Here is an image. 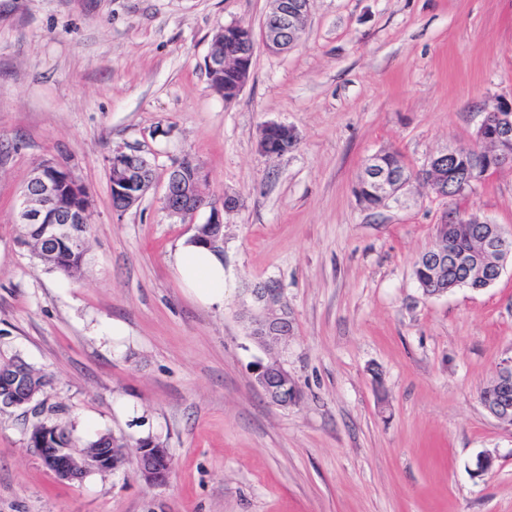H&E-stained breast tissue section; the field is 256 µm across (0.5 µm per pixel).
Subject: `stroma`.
Masks as SVG:
<instances>
[{
  "label": "stroma",
  "instance_id": "35a3bbf8",
  "mask_svg": "<svg viewBox=\"0 0 512 512\" xmlns=\"http://www.w3.org/2000/svg\"><path fill=\"white\" fill-rule=\"evenodd\" d=\"M273 0H0V360L47 374L42 400L77 443L154 437L173 472L135 463L59 482L27 445L34 418L0 408V512H512V425L481 392L512 360V265L490 287L426 296L419 256L446 217L475 213L512 236V167L473 193L411 180L376 209L354 188L368 157L411 170L473 143L512 102V0H310L298 44L257 48L234 100L209 85L215 34L260 29ZM288 153L264 154L266 123ZM155 184L112 208L115 150ZM207 174L224 214L223 306L173 271L182 223L163 208L175 159ZM67 164L91 197L84 273L23 245L20 196ZM275 284L293 332L273 351L250 334L254 288ZM123 326L109 336L112 322ZM279 361L301 398L256 387ZM494 468L474 472L477 456ZM277 135L280 137V145L283 147L282 150L278 151V146L272 144V139ZM292 135L291 146H286L283 140L288 142V137ZM295 139L291 129L281 123L271 122L266 124L261 131L259 146L262 152L269 155H281L287 152L294 145ZM289 378L288 370L278 361L268 364H259L255 372V383L264 396L273 404L284 407L295 404L298 398L296 390L292 395H284L270 386L272 380H286Z\"/></svg>",
  "mask_w": 512,
  "mask_h": 512
}]
</instances>
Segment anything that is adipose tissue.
<instances>
[{
	"instance_id": "adipose-tissue-1",
	"label": "adipose tissue",
	"mask_w": 512,
	"mask_h": 512,
	"mask_svg": "<svg viewBox=\"0 0 512 512\" xmlns=\"http://www.w3.org/2000/svg\"><path fill=\"white\" fill-rule=\"evenodd\" d=\"M173 265L182 288L205 306L224 303V259L209 248L181 241Z\"/></svg>"
}]
</instances>
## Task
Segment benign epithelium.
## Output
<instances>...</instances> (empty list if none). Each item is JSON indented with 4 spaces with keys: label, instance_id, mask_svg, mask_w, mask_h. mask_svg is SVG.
I'll return each mask as SVG.
<instances>
[{
    "label": "benign epithelium",
    "instance_id": "7a95c632",
    "mask_svg": "<svg viewBox=\"0 0 512 512\" xmlns=\"http://www.w3.org/2000/svg\"><path fill=\"white\" fill-rule=\"evenodd\" d=\"M309 0H276V6L265 17L260 39L264 48L273 54H281L290 49L296 40L298 32L304 28ZM224 40L238 44L241 41L255 43V35L251 28L234 23L224 26L221 30ZM254 49L236 51L224 57L207 54L205 62L211 72L224 69L234 72L237 81L235 87L227 91L225 99L236 98L246 86L253 62ZM280 140H288L292 135L291 129L281 123L266 124L261 131L259 146L262 152L269 155H281L289 150L288 146L278 149L272 144L274 136ZM476 140L489 145L494 142L500 146L497 151L488 150L486 157L480 161L465 164V170L455 180L443 182L438 179L435 169L447 161H459L463 156V147L455 146L433 156L420 173V178L426 182L436 196L453 198L472 192L485 176L504 166L512 165V151L506 145L512 142V106H497L487 113L481 123ZM380 154L370 156L364 164L360 180L369 183L373 191L384 200L393 197L398 188L404 186L402 179L394 172L388 171L379 163ZM149 163L138 164L133 160V154L117 151L109 159L110 182L112 197L125 203L135 205L146 194L148 188L136 192L144 181V170ZM58 164L48 161L39 168V176L33 193H25L19 205L18 218L21 224H36L40 226L46 239L53 237V230L63 224L70 228L82 222L84 212L68 207L64 200L63 189L55 174ZM207 179V174L200 166L195 168L193 179L179 184L180 202H171V187L165 186L163 201L167 212L183 220L194 218L199 212L206 210V235L204 238L211 246H221L224 243V211L234 207V200L224 198L217 203L207 198L201 191V185ZM471 223L477 225V234L483 248L494 254L495 259L474 268L475 276L484 280V287H489L497 281L506 262L512 260V239L503 235L500 226L490 224L477 216L469 217ZM255 302L261 313L252 322L251 335L269 351L277 348L288 340L292 332V324L288 310L281 303L280 289L274 284H265L252 291ZM14 383L3 394L4 402L21 407L33 401L32 394L26 388L21 370L15 368L10 374ZM288 370L278 361L261 364L255 372V383L264 396L273 404L284 407L296 403L298 394L284 395L273 389L270 382L286 380ZM487 410L502 422L512 424V362H506L497 372L495 391L485 402ZM42 463L58 479L68 481L81 477V474L91 468L106 471L114 469L113 461L104 455L86 460L79 457L72 448H39L37 449ZM160 449L143 448L140 450V477L149 486H160L167 483L168 473L159 464Z\"/></svg>",
    "mask_w": 512,
    "mask_h": 512
}]
</instances>
